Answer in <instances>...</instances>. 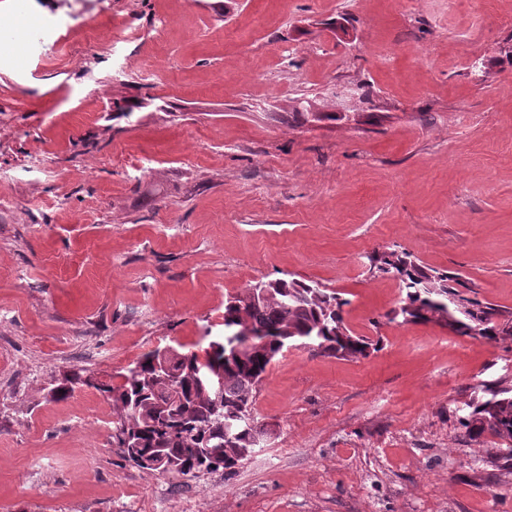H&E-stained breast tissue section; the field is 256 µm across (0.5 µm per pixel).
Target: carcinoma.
Listing matches in <instances>:
<instances>
[{
    "instance_id": "1",
    "label": "carcinoma",
    "mask_w": 512,
    "mask_h": 512,
    "mask_svg": "<svg viewBox=\"0 0 512 512\" xmlns=\"http://www.w3.org/2000/svg\"><path fill=\"white\" fill-rule=\"evenodd\" d=\"M370 271L397 275L406 296L394 317L405 323L434 322L466 335L481 327L486 336L512 340V312L463 295L456 277L426 268L410 254L388 248L369 257ZM339 294L297 279L257 281L224 304L223 333L206 328L204 355L179 351L156 367L159 350L143 354L121 382L90 381L75 369L55 393L65 398L75 386H90L112 406V442L134 467L175 479L224 470L232 475L264 433L254 415L257 388L276 357L303 345L324 356L358 359L378 349V342L353 335L344 325ZM251 326L269 336L257 345L236 349L239 332ZM224 377V396L216 400L206 378ZM459 425L470 437L488 432L502 441L500 458L512 468V384L484 385L455 408ZM162 454L169 467L149 464Z\"/></svg>"
}]
</instances>
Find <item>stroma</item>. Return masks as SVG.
<instances>
[{
	"mask_svg": "<svg viewBox=\"0 0 512 512\" xmlns=\"http://www.w3.org/2000/svg\"><path fill=\"white\" fill-rule=\"evenodd\" d=\"M0 512H512L454 409L512 344L390 320L385 248L512 311V0H0ZM346 19L350 39L332 24ZM338 292L358 360L300 346L230 477L133 468L75 368L201 350L254 281Z\"/></svg>",
	"mask_w": 512,
	"mask_h": 512,
	"instance_id": "stroma-1",
	"label": "stroma"
}]
</instances>
